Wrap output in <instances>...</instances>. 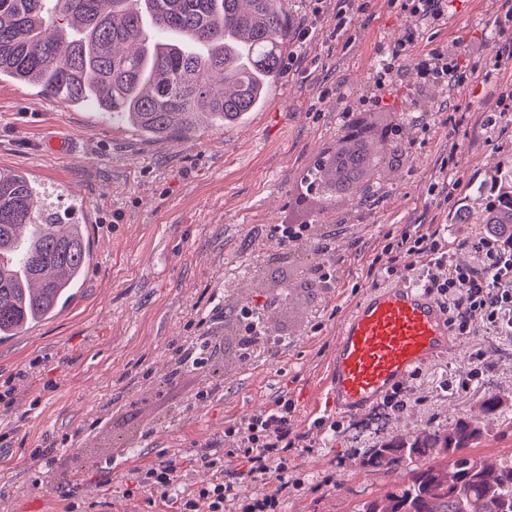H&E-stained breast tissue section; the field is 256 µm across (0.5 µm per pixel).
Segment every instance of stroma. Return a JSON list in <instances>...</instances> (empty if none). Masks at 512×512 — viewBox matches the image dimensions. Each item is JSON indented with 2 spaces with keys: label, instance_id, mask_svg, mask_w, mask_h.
Returning a JSON list of instances; mask_svg holds the SVG:
<instances>
[{
  "label": "stroma",
  "instance_id": "35a3bbf8",
  "mask_svg": "<svg viewBox=\"0 0 512 512\" xmlns=\"http://www.w3.org/2000/svg\"><path fill=\"white\" fill-rule=\"evenodd\" d=\"M346 8L283 0L288 44L263 107L174 142L149 141L94 105L0 80V169L54 190L60 217L83 223L90 246L83 279L57 314L0 341V512H177L141 484V471L173 461L187 493L213 477L202 453L241 468L225 430H244L281 398L294 405L295 432L313 440L288 453L278 512H340L341 500L369 496L385 481L358 467L369 448L478 414L488 392L505 411L489 419L481 448L512 454V342L482 325L462 352L404 383L402 412L314 428L341 318L390 282L389 266L412 261L386 245L419 224L447 227L453 246L474 238L478 225L457 223L458 209L483 210L490 177L512 169V110L501 106L512 92V0H448L433 24L412 13V0H368L340 33ZM409 28L416 54L457 44L471 82L435 98L411 61L395 62L388 100L406 126L409 163L374 184L362 206L321 215L317 233L333 240L331 286L310 294L290 276L287 301L267 312L271 325L288 323L287 343L239 364L225 313L244 294L273 293L287 259L272 225L287 223L292 190L335 142L340 113L372 108L380 54ZM49 133L72 139L75 156L42 151ZM202 337L214 361L173 376L176 349ZM477 349L486 353L482 378L454 387Z\"/></svg>",
  "mask_w": 512,
  "mask_h": 512
}]
</instances>
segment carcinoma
<instances>
[{
	"label": "carcinoma",
	"mask_w": 512,
	"mask_h": 512,
	"mask_svg": "<svg viewBox=\"0 0 512 512\" xmlns=\"http://www.w3.org/2000/svg\"><path fill=\"white\" fill-rule=\"evenodd\" d=\"M281 0H0V79L94 104L157 142L198 124H233L281 76ZM473 223L512 246V171ZM27 173L0 170V341L51 317L90 257L79 224L60 222ZM481 417L424 428L369 451L359 467L389 480L345 512H512V455L476 445Z\"/></svg>",
	"instance_id": "carcinoma-1"
}]
</instances>
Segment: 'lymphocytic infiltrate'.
<instances>
[{
    "instance_id": "1",
    "label": "lymphocytic infiltrate",
    "mask_w": 512,
    "mask_h": 512,
    "mask_svg": "<svg viewBox=\"0 0 512 512\" xmlns=\"http://www.w3.org/2000/svg\"><path fill=\"white\" fill-rule=\"evenodd\" d=\"M455 55V49L446 47L414 57L420 77L433 92L465 81V73L453 63ZM396 120V115L380 112H343L342 135L334 152L321 159L315 176L304 178L295 193V204L301 211L300 223L273 227L283 246L293 249L314 239L317 212L324 202L344 205L356 202L355 189L369 166L386 170L407 161V151L394 146L403 132ZM397 246L432 267V274L424 276L423 282L447 310L457 335H468L473 322L480 321L498 338L512 341V249L501 247L497 238L481 236L469 243L479 258L478 264L460 265L452 262L448 240L437 230L404 234ZM268 307V302L249 297L235 308L241 355H249L259 344L284 343V336L268 334L258 319L259 313ZM292 410V402L282 398L273 409L251 419L243 451L249 473L273 471L280 477L287 474L288 450L304 441L291 424ZM142 482L160 499H178V512H224V502L233 489L232 483L219 474L209 486L177 495L176 466L170 461L145 470Z\"/></svg>"
}]
</instances>
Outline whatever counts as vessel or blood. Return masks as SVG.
<instances>
[{
  "label": "vessel or blood",
  "instance_id": "b4317fda",
  "mask_svg": "<svg viewBox=\"0 0 512 512\" xmlns=\"http://www.w3.org/2000/svg\"><path fill=\"white\" fill-rule=\"evenodd\" d=\"M459 345L422 281L402 278L366 293L342 319L319 397L326 412L358 415Z\"/></svg>",
  "mask_w": 512,
  "mask_h": 512
}]
</instances>
